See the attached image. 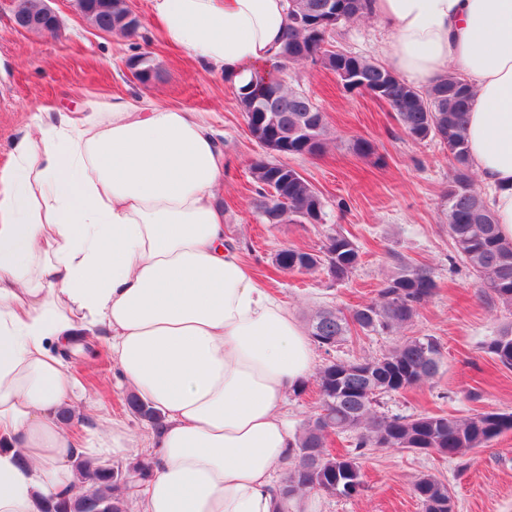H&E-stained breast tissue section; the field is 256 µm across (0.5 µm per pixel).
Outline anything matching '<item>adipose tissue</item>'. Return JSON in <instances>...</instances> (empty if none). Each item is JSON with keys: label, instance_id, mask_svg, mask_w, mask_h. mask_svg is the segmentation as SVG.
Instances as JSON below:
<instances>
[{"label": "adipose tissue", "instance_id": "ef3b65f1", "mask_svg": "<svg viewBox=\"0 0 512 512\" xmlns=\"http://www.w3.org/2000/svg\"><path fill=\"white\" fill-rule=\"evenodd\" d=\"M168 39L235 85L270 72L287 0H153ZM388 68L419 88L455 72L473 89L466 137L512 241V0H368ZM15 141L0 170V512L84 485L73 463L124 456L115 422L83 437L62 353L106 337L122 382L159 409L136 512H274L295 437L286 395L312 342L224 237V151L194 112L90 102Z\"/></svg>", "mask_w": 512, "mask_h": 512}]
</instances>
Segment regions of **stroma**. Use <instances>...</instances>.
I'll use <instances>...</instances> for the list:
<instances>
[{
	"label": "stroma",
	"instance_id": "stroma-1",
	"mask_svg": "<svg viewBox=\"0 0 512 512\" xmlns=\"http://www.w3.org/2000/svg\"><path fill=\"white\" fill-rule=\"evenodd\" d=\"M53 7L62 26L56 33L39 35L17 30L13 0H0V169L7 166L13 143L28 131L32 113L43 105L73 112L89 101L121 96L199 113L224 146V188L218 202L226 238L238 247L255 278L299 322L322 308L347 311L376 298L398 258L434 273L435 295L403 334H352L331 351L315 349L316 364L375 358L401 335H429L441 347L437 374L406 392L381 397L379 412L464 417L512 411V368L500 365L486 350L491 338L512 324V309L481 288L456 256L444 217L451 164L443 145L412 140L389 106L366 94L345 92L333 72L309 62L289 65L279 79L305 92L327 117L323 151L286 159L321 196L324 221L266 223L254 208L257 185L250 172L251 161L266 151L249 135L234 84L223 70L202 67L167 43L154 25L152 0H130L141 26L129 37L96 32L75 0H54ZM391 38L388 27L363 19L337 27L328 46L382 64ZM141 53L149 54L160 71L148 88L126 67L129 58ZM359 139L372 143L371 157L354 150ZM337 229L360 251V263L348 279L336 280L323 268L308 274L274 269L272 258L279 250H320ZM63 358L84 389L79 410L86 426L123 423L140 439L130 459L145 458L153 426L127 410L129 391L119 381L107 344L94 340L82 350L64 352ZM360 464L364 491L350 499L313 494V512H421L413 485L424 473L447 483L454 512H512V432L460 459L373 448Z\"/></svg>",
	"mask_w": 512,
	"mask_h": 512
}]
</instances>
